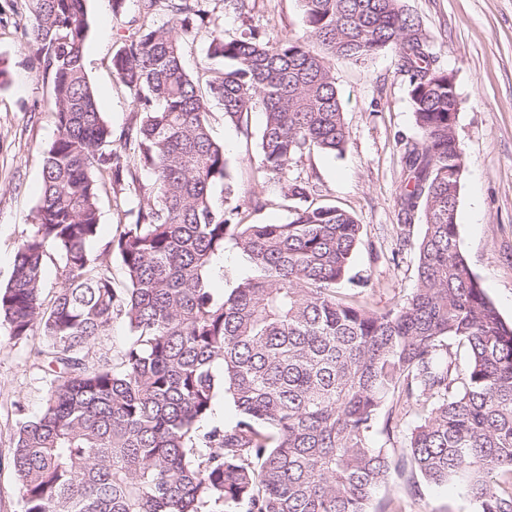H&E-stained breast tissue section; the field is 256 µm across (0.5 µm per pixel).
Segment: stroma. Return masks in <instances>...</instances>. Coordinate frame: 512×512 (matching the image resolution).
<instances>
[{
	"label": "stroma",
	"mask_w": 512,
	"mask_h": 512,
	"mask_svg": "<svg viewBox=\"0 0 512 512\" xmlns=\"http://www.w3.org/2000/svg\"><path fill=\"white\" fill-rule=\"evenodd\" d=\"M408 12L427 33L440 65L454 76L459 96L456 133L464 157L457 212L462 252L501 318L512 323V0H405ZM213 19L227 35L253 27L271 38L294 39L304 31L299 0H249L244 15L208 0ZM138 0L113 11L109 0H86L89 28L83 65L98 109L112 128L113 141L135 127L140 114L112 69L122 38L135 30ZM27 5L0 0V60L9 80L0 86V286L6 285L20 244L33 230L45 149L58 131L47 103L51 80L30 41ZM344 112L346 144L342 154L311 151L292 160L285 181L263 177L259 137L264 115L250 113L247 126L211 108L214 139L223 144L248 224L287 222L290 202L284 182L307 186L310 202L335 205L363 226L353 269L367 277L362 295L380 309L403 305L417 283V243L421 219L406 220L400 207L404 189L402 138H417L408 80L394 51L356 64L330 61ZM261 200L258 208L250 198ZM140 198L125 186L100 196V231L92 244L101 252L127 223ZM216 292L228 293L254 268L233 245L216 261ZM38 337L11 339L0 321V512H23L20 484L9 463L20 418L38 415L49 381L31 353ZM393 500L401 512H478L463 481L438 487L420 483L417 496L395 478L376 494Z\"/></svg>",
	"instance_id": "1"
}]
</instances>
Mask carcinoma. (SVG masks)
Returning a JSON list of instances; mask_svg holds the SVG:
<instances>
[{
  "label": "carcinoma",
  "mask_w": 512,
  "mask_h": 512,
  "mask_svg": "<svg viewBox=\"0 0 512 512\" xmlns=\"http://www.w3.org/2000/svg\"><path fill=\"white\" fill-rule=\"evenodd\" d=\"M31 40L50 75L58 130L45 151L32 233L0 289L10 337L40 335L45 406L19 422L11 463L24 512H372L394 471L435 485L462 478L478 512H512V326L463 256L459 96L448 92L403 0H299L304 34L237 36L213 25L197 76L183 49L209 20L206 0H140L141 25L112 58L141 121L113 148L83 66L85 0H29ZM169 20L156 24L158 6ZM393 50L408 77L418 139L404 143L402 211L419 213L417 285L394 309L343 295L362 225L335 205L243 224L211 102L240 124L264 114L262 172L282 179L306 151L343 150L345 124L328 58L364 63ZM154 176L147 201L104 252L89 249L106 182ZM257 271L230 294L211 288L226 241ZM62 283L43 304L46 263ZM120 321V362L84 351ZM465 347L460 374L452 344ZM231 426L197 435L218 393ZM415 412L403 448L371 432Z\"/></svg>",
  "instance_id": "carcinoma-1"
}]
</instances>
